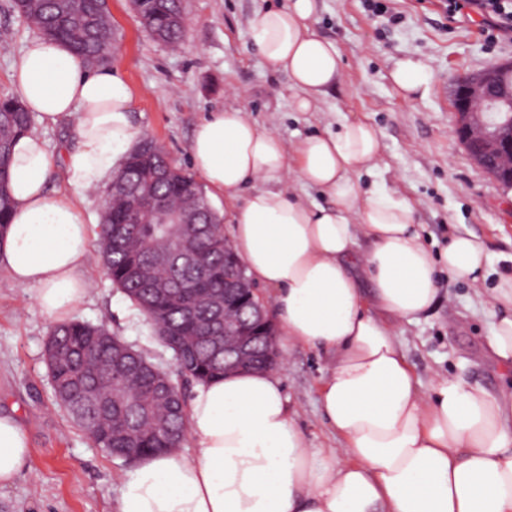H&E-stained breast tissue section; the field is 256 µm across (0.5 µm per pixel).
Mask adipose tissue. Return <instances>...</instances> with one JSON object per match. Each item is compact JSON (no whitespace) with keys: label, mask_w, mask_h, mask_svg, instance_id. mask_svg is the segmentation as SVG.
Wrapping results in <instances>:
<instances>
[{"label":"adipose tissue","mask_w":512,"mask_h":512,"mask_svg":"<svg viewBox=\"0 0 512 512\" xmlns=\"http://www.w3.org/2000/svg\"><path fill=\"white\" fill-rule=\"evenodd\" d=\"M318 11L319 0H286L251 25L302 113L317 111L341 78L335 44L313 29ZM433 78L415 57L390 72L406 98ZM12 82L45 126L73 122L76 144L60 153L36 132L16 140L14 207L0 231V274L60 323L89 288L81 270L92 230L78 199L112 179L142 130L119 72L88 66L63 42L31 38ZM189 150L194 170L232 200V244L248 276L272 290L287 345L326 354L319 406L346 444L308 447L277 376L228 374L195 387L193 453L141 460L121 484L117 512H512V388L493 394L439 375L421 390L395 333L432 309L442 278L485 281L483 240L459 234L432 255L415 204L364 183L378 169L381 138L361 119L343 118L289 150L242 110L223 109L196 125ZM60 168L66 193L50 188ZM298 184L320 189L329 205L303 199ZM485 309L489 347L510 367L512 270L499 275ZM29 454L23 426L0 415V487L21 475Z\"/></svg>","instance_id":"adipose-tissue-1"}]
</instances>
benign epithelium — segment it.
Instances as JSON below:
<instances>
[{
    "label": "benign epithelium",
    "mask_w": 512,
    "mask_h": 512,
    "mask_svg": "<svg viewBox=\"0 0 512 512\" xmlns=\"http://www.w3.org/2000/svg\"><path fill=\"white\" fill-rule=\"evenodd\" d=\"M452 98L458 116L455 137L478 169L512 186V142L503 146L498 122V113L512 112V62L492 63L477 75L457 77ZM224 310L239 313L232 326H224V332L233 337L224 344V357L241 363L261 343L276 346V320L256 299L241 262L224 288Z\"/></svg>",
    "instance_id": "7a95c632"
}]
</instances>
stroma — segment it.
<instances>
[{"instance_id": "stroma-1", "label": "stroma", "mask_w": 512, "mask_h": 512, "mask_svg": "<svg viewBox=\"0 0 512 512\" xmlns=\"http://www.w3.org/2000/svg\"><path fill=\"white\" fill-rule=\"evenodd\" d=\"M383 2L387 12L378 15L364 0H321L313 28L335 43L343 76L316 112L293 111L287 75L270 66L252 42L251 24L267 0H183L186 32L175 48L145 32L131 0H109L112 66L131 89L135 123L184 169L191 166L196 124L224 108L241 109L276 132L288 149L335 126L341 113L370 122L382 137L375 180L416 202L431 251L442 250L453 234L472 233L484 240L494 271L503 270L512 265V188L478 171L453 136L451 84L459 74L512 60V43L491 47L475 24H449L438 0ZM34 35L12 0H0V98L14 95L11 71ZM407 56L434 71L425 96L407 99L393 88L390 70ZM84 273L89 292L74 317L105 323L113 335L174 371L170 352L113 286L97 252H90ZM495 284L494 276L478 288L451 283L420 320L397 324V339L422 387H430L438 374L490 392L512 382V373L487 346L491 318L480 295ZM51 328L29 293L0 276V414L16 417L30 443L29 469L0 489V512H116L121 481L134 466L95 447L57 406L44 362ZM282 359L276 375L299 410L297 423L308 446L343 447L319 409L326 357L296 347Z\"/></svg>"}]
</instances>
